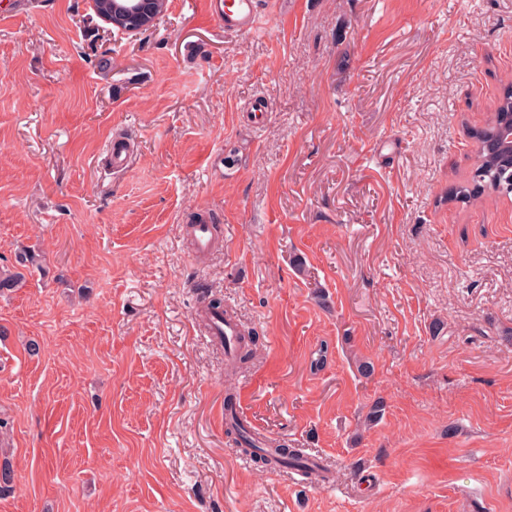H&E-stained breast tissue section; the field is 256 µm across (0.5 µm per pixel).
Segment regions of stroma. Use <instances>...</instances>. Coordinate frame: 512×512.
Segmentation results:
<instances>
[{"instance_id":"35a3bbf8","label":"stroma","mask_w":512,"mask_h":512,"mask_svg":"<svg viewBox=\"0 0 512 512\" xmlns=\"http://www.w3.org/2000/svg\"><path fill=\"white\" fill-rule=\"evenodd\" d=\"M511 85L512 0H275L252 34L0 0V512H512V195L448 199ZM229 388L330 481L240 463Z\"/></svg>"}]
</instances>
